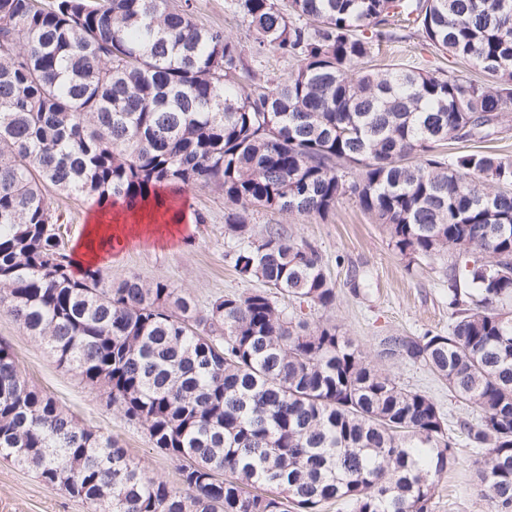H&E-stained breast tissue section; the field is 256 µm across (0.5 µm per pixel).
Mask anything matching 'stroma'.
Listing matches in <instances>:
<instances>
[{
	"label": "stroma",
	"mask_w": 512,
	"mask_h": 512,
	"mask_svg": "<svg viewBox=\"0 0 512 512\" xmlns=\"http://www.w3.org/2000/svg\"><path fill=\"white\" fill-rule=\"evenodd\" d=\"M193 3L198 24L224 29L243 45L251 44L246 22L234 13L228 0ZM56 203L66 220L65 246L75 250L97 205L65 195L57 197ZM176 206L187 215L203 214L204 223H181L179 233L162 243L131 239L109 249L106 261L98 266L103 284L130 277L146 283L164 280L202 303L222 292H248L250 282L239 278L226 255L229 238L224 216L232 205L223 192L212 185H198ZM249 222L257 233L277 228L318 248L336 290V305L330 310L313 309L308 316L315 322L336 324L369 358H376L384 337L447 332L446 259L407 271L405 259L389 247L382 228L353 200L341 199L335 210L322 218L258 209L250 212ZM0 342L12 348L29 384L53 397L83 424L116 439L145 467L148 476L179 486L177 462L153 448L143 426L129 422L109 406L99 390L78 374L58 367L45 346L3 311ZM387 367L399 382L427 391L451 421L468 417L469 408L456 402L447 386L427 369L402 360L389 361ZM459 454L461 465L449 469L436 486L432 512H489L483 488L469 465L475 449L463 446ZM0 512H94V508L62 490L47 488L35 472L0 458Z\"/></svg>",
	"instance_id": "35a3bbf8"
}]
</instances>
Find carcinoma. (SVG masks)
<instances>
[{
	"label": "carcinoma",
	"instance_id": "carcinoma-1",
	"mask_svg": "<svg viewBox=\"0 0 512 512\" xmlns=\"http://www.w3.org/2000/svg\"><path fill=\"white\" fill-rule=\"evenodd\" d=\"M250 49L193 0H0V310L106 395L181 487L30 387L0 343V456L95 512H430L460 464L440 405L329 322L322 254L249 224L343 198L407 259L451 254L448 333L387 336L470 408L490 512H512V158L444 145L512 120V0H234ZM478 69L376 63L413 37ZM296 63L278 81L246 54ZM218 186L234 269L260 288L200 304L165 281L73 275L54 195L104 207ZM297 306L290 309L288 303Z\"/></svg>",
	"mask_w": 512,
	"mask_h": 512
}]
</instances>
